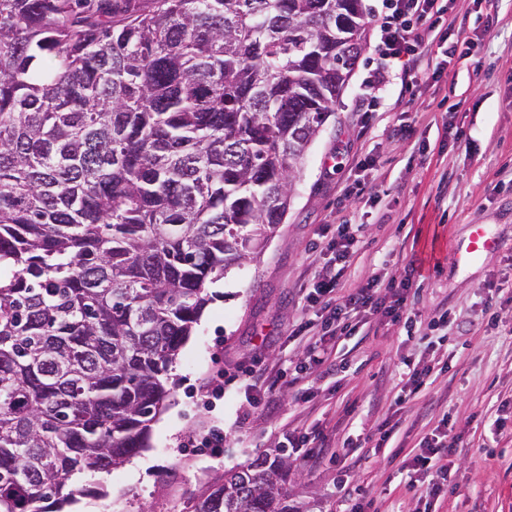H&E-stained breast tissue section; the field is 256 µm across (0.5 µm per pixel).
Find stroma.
Wrapping results in <instances>:
<instances>
[{"instance_id": "1", "label": "stroma", "mask_w": 512, "mask_h": 512, "mask_svg": "<svg viewBox=\"0 0 512 512\" xmlns=\"http://www.w3.org/2000/svg\"><path fill=\"white\" fill-rule=\"evenodd\" d=\"M367 47L292 183L283 224L260 257L231 265L210 284V299L170 370L172 394L145 448L111 473L80 477L69 512H184L191 499L232 468L275 454L288 459V498L308 512H343L364 489L378 512H512V0L488 19L484 0H449L466 15L474 44L412 91L376 92L382 0H363ZM405 94L404 110L394 109ZM412 126L411 135L400 132ZM467 134L455 139L457 130ZM368 158L373 170L357 162ZM358 183L361 196H349ZM362 225V243L342 277L359 288L372 275L397 282L415 259L426 280L412 332L382 316L327 342L336 371L310 368V402L283 385L274 411L257 408L236 383L213 391L220 368L268 375L304 361L308 319L303 288L325 261L321 228ZM499 246L463 265L452 246L471 225ZM436 361L427 384L404 392L403 360ZM395 429L380 441L385 421ZM449 426L460 444L448 458L452 494L419 503L407 493L406 461L421 440ZM220 426V456L184 447L190 432ZM295 429L328 434L332 453L306 466L287 448Z\"/></svg>"}]
</instances>
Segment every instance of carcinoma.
<instances>
[{"mask_svg":"<svg viewBox=\"0 0 512 512\" xmlns=\"http://www.w3.org/2000/svg\"><path fill=\"white\" fill-rule=\"evenodd\" d=\"M366 45L362 0H0V512H63L144 447ZM286 474L192 512H306Z\"/></svg>","mask_w":512,"mask_h":512,"instance_id":"1","label":"carcinoma"}]
</instances>
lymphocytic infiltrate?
Returning <instances> with one entry per match:
<instances>
[{
	"instance_id": "lymphocytic-infiltrate-1",
	"label": "lymphocytic infiltrate",
	"mask_w": 512,
	"mask_h": 512,
	"mask_svg": "<svg viewBox=\"0 0 512 512\" xmlns=\"http://www.w3.org/2000/svg\"><path fill=\"white\" fill-rule=\"evenodd\" d=\"M443 13L438 0H387L378 25V49L382 58L399 64L402 89H409L417 75L439 72L444 67V58L468 53L471 39L465 30H458L455 40L448 43L435 35ZM361 230V225L348 223L322 229L329 260L315 271L305 295L315 317L300 326L312 338L308 354L313 361L321 359L320 341L328 336L351 335L355 329L353 320L359 314L381 312L395 326L412 322L407 300L410 291L421 288L425 282L421 267L410 266L398 284H384L374 276L360 288L342 285V273L360 248ZM458 445V438L446 431L441 438L422 441L419 452L413 454L410 465L418 482L425 484L426 495L446 492L447 473L442 461Z\"/></svg>"
}]
</instances>
